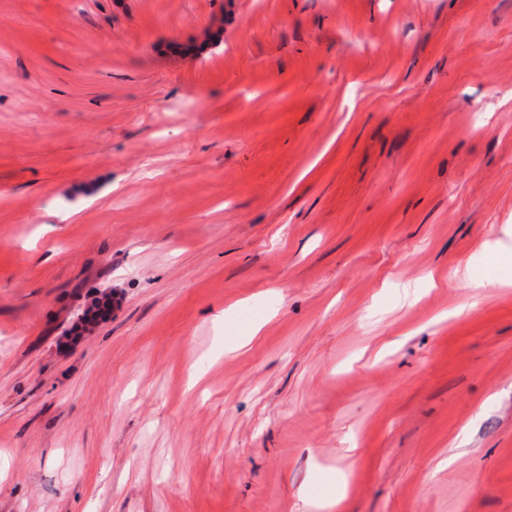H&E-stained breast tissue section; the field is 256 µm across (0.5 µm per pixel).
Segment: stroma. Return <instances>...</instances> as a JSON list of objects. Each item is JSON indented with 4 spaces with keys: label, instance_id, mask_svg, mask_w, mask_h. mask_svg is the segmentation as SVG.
<instances>
[{
    "label": "stroma",
    "instance_id": "35a3bbf8",
    "mask_svg": "<svg viewBox=\"0 0 512 512\" xmlns=\"http://www.w3.org/2000/svg\"><path fill=\"white\" fill-rule=\"evenodd\" d=\"M511 276L512 0H0V512H512Z\"/></svg>",
    "mask_w": 512,
    "mask_h": 512
}]
</instances>
